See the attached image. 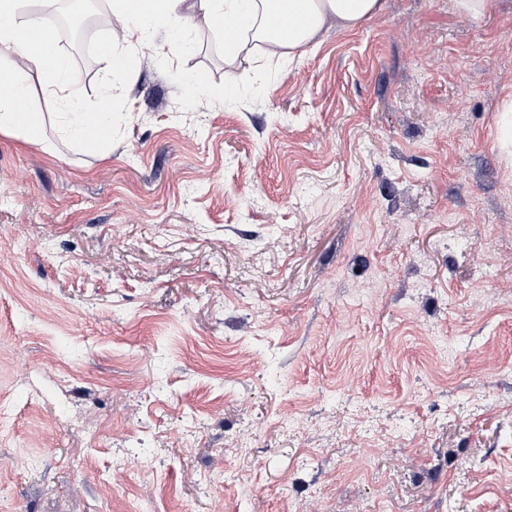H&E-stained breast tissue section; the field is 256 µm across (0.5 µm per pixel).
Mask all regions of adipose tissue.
<instances>
[{"mask_svg": "<svg viewBox=\"0 0 512 512\" xmlns=\"http://www.w3.org/2000/svg\"><path fill=\"white\" fill-rule=\"evenodd\" d=\"M25 0H0V132L31 143L42 140L43 119L30 104V91L17 73L29 64L38 75L46 94L58 99L64 111L61 129L70 140L87 146L102 143L110 129L111 114L90 111L81 103L77 80L67 74L64 54L44 64L37 47L21 43L20 31L37 32L42 19L15 23ZM202 13L214 22L230 19L234 31L224 34V54L235 58L252 47L264 50L268 62L292 60L295 53L314 40L327 23L351 30L379 14L381 0H113L112 9L126 23L128 51H135L148 35V23L177 15L179 8ZM288 17L285 29L273 26V17Z\"/></svg>", "mask_w": 512, "mask_h": 512, "instance_id": "obj_1", "label": "adipose tissue"}]
</instances>
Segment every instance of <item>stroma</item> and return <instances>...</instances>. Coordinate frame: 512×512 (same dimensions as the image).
<instances>
[{
    "mask_svg": "<svg viewBox=\"0 0 512 512\" xmlns=\"http://www.w3.org/2000/svg\"><path fill=\"white\" fill-rule=\"evenodd\" d=\"M175 24L69 51L110 142L0 133V512H512V0ZM382 0H196L188 7L216 25L223 18L224 55L236 58L249 53L252 46L263 47L270 63L290 61L305 44L314 40L324 26L336 22L342 29L352 30L379 14ZM288 2V7L285 3ZM286 30L272 25L277 14L286 15ZM234 21V22H233ZM240 22V23H238ZM252 44V46H250Z\"/></svg>",
    "mask_w": 512,
    "mask_h": 512,
    "instance_id": "obj_1",
    "label": "stroma"
}]
</instances>
